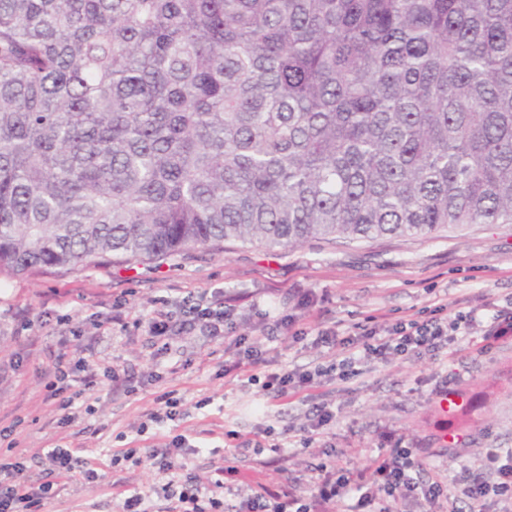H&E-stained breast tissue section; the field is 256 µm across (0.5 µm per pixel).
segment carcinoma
<instances>
[{
	"label": "carcinoma",
	"instance_id": "1",
	"mask_svg": "<svg viewBox=\"0 0 512 512\" xmlns=\"http://www.w3.org/2000/svg\"><path fill=\"white\" fill-rule=\"evenodd\" d=\"M512 224V0H0V269Z\"/></svg>",
	"mask_w": 512,
	"mask_h": 512
}]
</instances>
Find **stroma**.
Listing matches in <instances>:
<instances>
[{"label":"stroma","mask_w":512,"mask_h":512,"mask_svg":"<svg viewBox=\"0 0 512 512\" xmlns=\"http://www.w3.org/2000/svg\"><path fill=\"white\" fill-rule=\"evenodd\" d=\"M223 289L235 335L271 350L264 370L225 372L231 363L220 336L183 332L168 353L145 323L161 302L179 314L185 298L208 303ZM444 304L449 314L472 313L480 328L458 333L446 348L411 358L366 360L360 377L331 381L310 393L274 397L262 388L266 372L330 364L334 350L309 339L296 342L288 316L310 336L323 327L355 334L367 320L423 319ZM512 311V225L473 224L432 236L361 241L313 238L268 248L226 241L199 246L162 261L95 265L71 273L0 271V429L17 425L24 478L39 484L43 449L82 448L96 482L74 478L43 512H120L125 497L148 490L158 476L148 461L112 466L128 448H159L181 437L185 470L206 484L224 455L236 458L242 486L313 484V468L336 459L362 465L386 447L396 430L416 449L421 476L441 482L443 512H473L467 488L484 476L489 451L512 450V337L488 344L484 326ZM86 358L105 371L118 366L138 380L136 392L103 381L83 398L91 413L61 424L44 374L59 355ZM165 391L179 398L175 420L154 424L148 415ZM332 420L318 426L315 407ZM236 432L228 440L227 432ZM272 435L287 457L268 465L271 451L255 454L251 441Z\"/></svg>","instance_id":"obj_1"}]
</instances>
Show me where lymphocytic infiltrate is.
Listing matches in <instances>:
<instances>
[{
    "label": "lymphocytic infiltrate",
    "instance_id": "1",
    "mask_svg": "<svg viewBox=\"0 0 512 512\" xmlns=\"http://www.w3.org/2000/svg\"><path fill=\"white\" fill-rule=\"evenodd\" d=\"M444 311V306L440 305L423 321L390 326L376 323L364 327L361 354L384 359L422 349L433 351L447 345L460 326L469 327L474 323L469 315L447 320ZM225 321L224 310L193 303L183 306L182 320L177 325L173 324L171 314L156 310L148 323V333L159 341L167 340L179 329H197L218 336L224 332ZM358 355L351 353L339 363L311 370L268 374L263 388L282 397L288 391L310 388L325 379L348 380L358 374L355 367ZM74 368L79 371L75 378L70 375ZM100 383L95 368L85 360L72 364L61 359L55 364L52 376L46 377L44 387L50 396L59 398L63 412L61 421L67 424L79 417L77 400ZM13 433L10 427L0 430V441L6 444L5 450L0 452V512H40L45 500L57 496L63 489L64 479L72 477L74 472H81L83 478L91 482L97 478L96 469L82 462L76 449L56 446L45 453L50 463L49 480L36 486L29 484L21 478L24 465L18 460V443L13 440ZM391 443V448L369 456L360 468L333 463L318 465L313 486L307 493L287 482L242 493L237 484V467L225 461L215 465L207 486H200L191 476L182 475L183 464L176 447L150 449L148 458L157 473L167 478L156 490L167 503L165 512H335L339 507L346 512H365L369 507L374 512H394L399 501L413 496L421 497L425 507H433L443 495L441 484L416 481L415 475L422 465L414 449L402 447L396 437ZM486 467L496 480L490 485L474 482L471 498L478 500L491 494L511 503L512 460L501 463L499 454L492 451L486 457Z\"/></svg>",
    "mask_w": 512,
    "mask_h": 512
}]
</instances>
